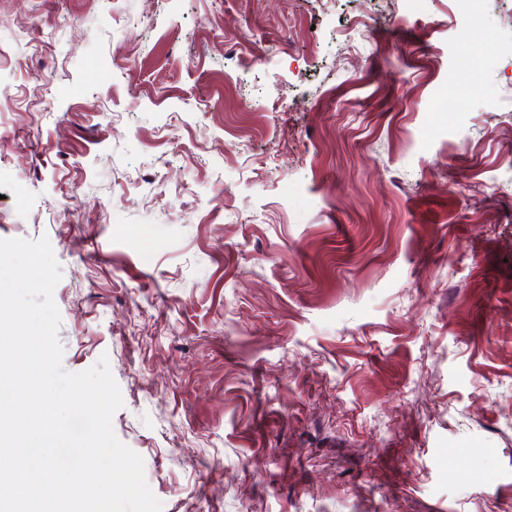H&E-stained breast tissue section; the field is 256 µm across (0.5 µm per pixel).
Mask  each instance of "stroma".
<instances>
[{"instance_id":"stroma-1","label":"stroma","mask_w":512,"mask_h":512,"mask_svg":"<svg viewBox=\"0 0 512 512\" xmlns=\"http://www.w3.org/2000/svg\"><path fill=\"white\" fill-rule=\"evenodd\" d=\"M509 14L0 0V239L162 512H512Z\"/></svg>"}]
</instances>
